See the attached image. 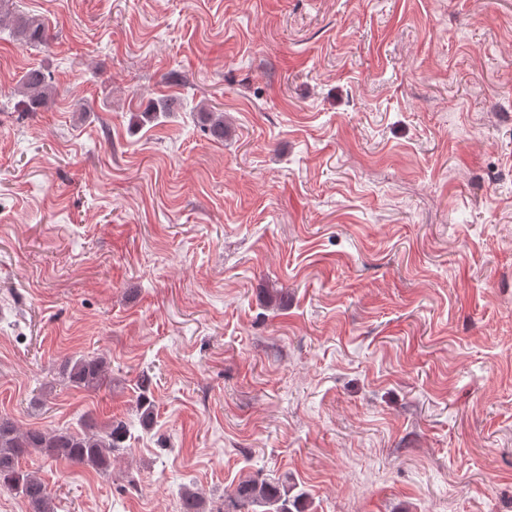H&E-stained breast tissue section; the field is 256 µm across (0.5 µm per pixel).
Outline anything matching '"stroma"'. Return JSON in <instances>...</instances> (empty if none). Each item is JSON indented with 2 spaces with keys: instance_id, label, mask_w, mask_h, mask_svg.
<instances>
[{
  "instance_id": "obj_1",
  "label": "stroma",
  "mask_w": 512,
  "mask_h": 512,
  "mask_svg": "<svg viewBox=\"0 0 512 512\" xmlns=\"http://www.w3.org/2000/svg\"><path fill=\"white\" fill-rule=\"evenodd\" d=\"M15 2L48 41L0 29V415L130 432L106 474L23 460L55 512L282 474L309 512H512V0ZM50 74L41 67H32L23 75L18 85L22 112H37L46 107L55 92ZM109 363L102 356L83 355L71 358L62 365L61 374L71 385L87 390L99 389L108 375ZM152 377L149 374L142 373L138 380V389L141 393L136 399V411L139 414V420L144 429H150L154 421V405L146 396L152 387Z\"/></svg>"
}]
</instances>
